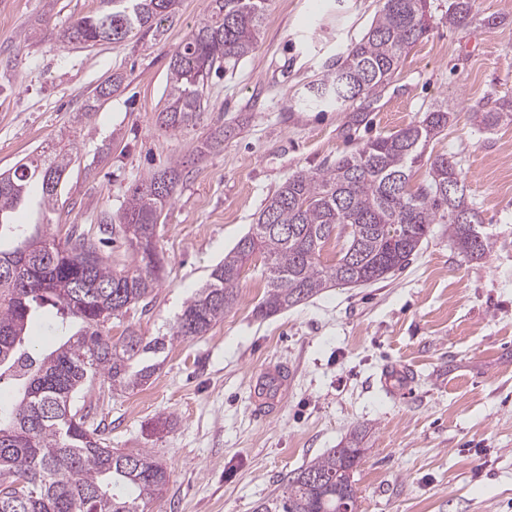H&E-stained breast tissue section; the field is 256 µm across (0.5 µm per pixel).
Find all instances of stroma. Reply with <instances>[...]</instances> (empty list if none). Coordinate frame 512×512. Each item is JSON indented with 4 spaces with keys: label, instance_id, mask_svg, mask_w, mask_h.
<instances>
[{
    "label": "stroma",
    "instance_id": "35a3bbf8",
    "mask_svg": "<svg viewBox=\"0 0 512 512\" xmlns=\"http://www.w3.org/2000/svg\"><path fill=\"white\" fill-rule=\"evenodd\" d=\"M449 2L430 0L427 32L388 83L359 99L355 123L300 100L362 38L379 0H269L256 49L212 77L200 124L172 133L156 123L170 58L208 0H182L157 35L66 48L50 30L99 0H0V170L74 144L54 212L34 197L15 213L27 234L48 223L62 236L75 225L103 238L133 185L224 131L223 148L190 162L165 209L155 239L163 278L146 308L112 321L116 337L170 335L184 301L289 175L330 167L428 109L457 114L425 154L457 161L490 237L485 258H466L435 224L395 276L328 288L269 316L256 311L265 281L251 265L223 321L169 347L145 386L115 393L95 379L89 423L110 447L146 449L170 472L149 512H255L285 475L353 432L365 449L353 477L358 512H512V125L488 132L470 118L512 99V0H472L478 22L466 29L449 27ZM115 72L120 90L96 99ZM270 361L288 364L291 385L266 418L250 382ZM395 365L411 374L403 395L384 386ZM160 417L172 425L156 434Z\"/></svg>",
    "mask_w": 512,
    "mask_h": 512
}]
</instances>
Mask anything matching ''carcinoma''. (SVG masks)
I'll list each match as a JSON object with an SVG mask.
<instances>
[{
	"mask_svg": "<svg viewBox=\"0 0 512 512\" xmlns=\"http://www.w3.org/2000/svg\"><path fill=\"white\" fill-rule=\"evenodd\" d=\"M268 0H209L208 11L170 61V78L160 128L176 132L197 125L214 72L234 66L255 48ZM180 0H100L99 9L72 23L60 45L116 44L133 32L174 19ZM429 0H382L368 30L313 88L306 105L338 108L375 92L398 68L405 51L427 31ZM476 21L471 0H451L448 25ZM452 113L434 108L422 120L367 142L323 171L297 172L270 196L254 224L188 298L168 336L147 338L134 329L113 339L106 325L146 301L161 281L155 233L186 162L177 159L136 184L116 215L131 262L112 271L108 257L87 235L72 229L59 240L50 230L34 237L29 255L33 277L19 287L1 265L23 260L29 240L0 249V382L16 389L0 401V512H149L169 481L167 468L149 451L110 448L76 404L98 377L112 390L142 387L153 377L168 346L206 335L238 299L246 264L262 259L266 292L258 307L270 315L333 286H359L404 269L417 254L432 224L448 225V238L471 259L490 250L477 240L478 211L465 191L448 196L460 182L458 163L438 155L427 178L410 186L430 141L448 129ZM485 130L512 124V101L474 111ZM72 161V149L54 157L28 156L0 173V216H11L37 190L46 211L55 209L58 188ZM347 231L333 264L321 261L324 245ZM54 310L50 327L58 346L37 352L26 342L31 324ZM354 434L289 476L256 512H356L350 473L364 449ZM350 488L336 496V483Z\"/></svg>",
	"mask_w": 512,
	"mask_h": 512,
	"instance_id": "carcinoma-1",
	"label": "carcinoma"
}]
</instances>
